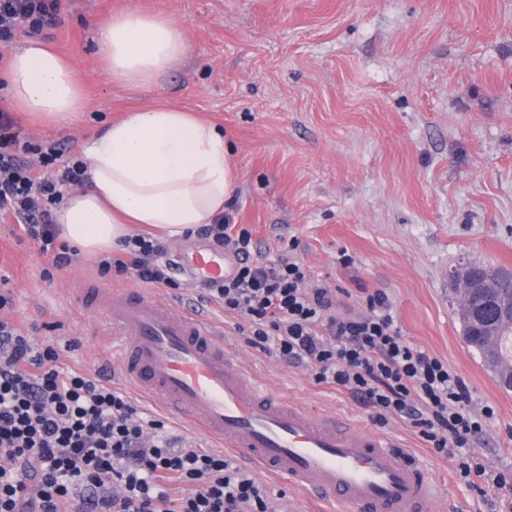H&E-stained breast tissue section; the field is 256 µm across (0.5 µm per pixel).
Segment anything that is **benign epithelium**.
<instances>
[{
    "instance_id": "obj_1",
    "label": "benign epithelium",
    "mask_w": 512,
    "mask_h": 512,
    "mask_svg": "<svg viewBox=\"0 0 512 512\" xmlns=\"http://www.w3.org/2000/svg\"><path fill=\"white\" fill-rule=\"evenodd\" d=\"M507 280H512V272L477 274L465 269L455 274L454 290L462 323L483 337L487 363L499 381L512 386V357L503 355V341L512 338V293L500 291Z\"/></svg>"
}]
</instances>
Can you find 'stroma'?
Here are the masks:
<instances>
[{
	"instance_id": "1",
	"label": "stroma",
	"mask_w": 512,
	"mask_h": 512,
	"mask_svg": "<svg viewBox=\"0 0 512 512\" xmlns=\"http://www.w3.org/2000/svg\"><path fill=\"white\" fill-rule=\"evenodd\" d=\"M123 10L163 15L187 37L188 59L151 87L101 68L98 27ZM41 38L75 65L87 104L60 124L19 116L25 137L79 156L110 122L155 104L222 127L238 183L230 223L270 255L298 239L310 278L345 310L384 291L406 339L465 379L471 409L494 407L471 451L490 472L512 471V392L464 342L451 291L460 266L512 270V0H62ZM46 266L16 222L0 218L9 317L33 325L34 341H59L63 367L125 387L99 314L73 298L100 283L95 257L50 281ZM154 295L223 320L225 352L282 400L411 451L445 489L430 512H512V490L490 506L404 419L374 423L349 394L252 348L190 284Z\"/></svg>"
}]
</instances>
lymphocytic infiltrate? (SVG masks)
<instances>
[{"label": "lymphocytic infiltrate", "instance_id": "f902f5d3", "mask_svg": "<svg viewBox=\"0 0 512 512\" xmlns=\"http://www.w3.org/2000/svg\"><path fill=\"white\" fill-rule=\"evenodd\" d=\"M60 9V0H0V45L22 30L40 33ZM85 173L61 143L21 137L0 109V215L14 217L56 270L79 261L59 237L55 212ZM200 234L238 264L199 298L243 319L253 348L308 367L315 384L372 408L376 423L405 419L435 455L452 459L459 480L495 487L511 480L468 451L493 407L470 410L463 379L406 340L386 293L368 295L363 312H344L330 289L308 285L297 258L253 256L246 228L219 217ZM96 263L110 280L180 286L167 245L149 233L123 238ZM11 305L0 291V512H269L266 485L232 456L180 444L167 422L110 379L60 366L57 343L34 344L22 323L2 317Z\"/></svg>", "mask_w": 512, "mask_h": 512}]
</instances>
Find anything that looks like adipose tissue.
<instances>
[{
  "mask_svg": "<svg viewBox=\"0 0 512 512\" xmlns=\"http://www.w3.org/2000/svg\"><path fill=\"white\" fill-rule=\"evenodd\" d=\"M110 80L147 87L189 54L183 30L151 12L110 15L97 36ZM11 107L32 120L56 123L86 106L71 62L41 40L11 50L0 67ZM85 189L56 212L61 236L86 253L117 247L132 224L173 239L212 223L237 191L233 157L218 126L187 111L154 106L129 111L84 149Z\"/></svg>",
  "mask_w": 512,
  "mask_h": 512,
  "instance_id": "adipose-tissue-1",
  "label": "adipose tissue"
}]
</instances>
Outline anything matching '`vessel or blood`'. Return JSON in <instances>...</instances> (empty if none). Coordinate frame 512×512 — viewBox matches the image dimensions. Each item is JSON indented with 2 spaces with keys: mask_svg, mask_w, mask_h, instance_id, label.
Segmentation results:
<instances>
[{
  "mask_svg": "<svg viewBox=\"0 0 512 512\" xmlns=\"http://www.w3.org/2000/svg\"><path fill=\"white\" fill-rule=\"evenodd\" d=\"M188 279L223 282L233 256L187 248ZM112 331L128 383L164 411L184 415L242 461L325 502L354 512H429L438 488L406 450L348 420L288 404L224 353V332L203 315L139 291L80 289Z\"/></svg>",
  "mask_w": 512,
  "mask_h": 512,
  "instance_id": "vessel-or-blood-1",
  "label": "vessel or blood"
}]
</instances>
